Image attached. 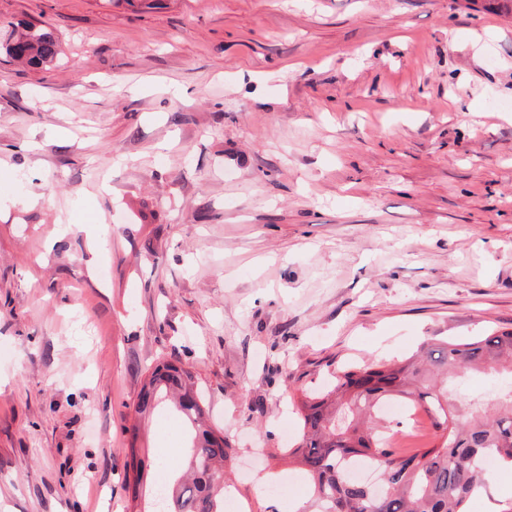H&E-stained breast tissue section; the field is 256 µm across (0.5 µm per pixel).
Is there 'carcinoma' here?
I'll use <instances>...</instances> for the list:
<instances>
[{
  "mask_svg": "<svg viewBox=\"0 0 512 512\" xmlns=\"http://www.w3.org/2000/svg\"><path fill=\"white\" fill-rule=\"evenodd\" d=\"M1 55L49 69L59 63L61 43L40 22H11L0 30ZM504 358L512 360V331L448 339L421 347L415 361L337 368L330 402L303 393L297 402L303 435L294 453L311 478L320 512H468L485 484L483 460L512 466V398L506 408L477 416L450 397L446 382L462 369L496 372ZM170 394L188 427L189 451L171 466L163 506L150 512H224V459L232 449L208 423L192 373L174 361L158 363L139 393L136 413L158 412ZM394 400L425 414L430 446L412 453L394 447L393 428L380 417L381 408ZM126 457L125 483L135 509L146 469L135 431ZM356 458L380 472L377 485L348 477L347 465Z\"/></svg>",
  "mask_w": 512,
  "mask_h": 512,
  "instance_id": "cac0c4a2",
  "label": "carcinoma"
}]
</instances>
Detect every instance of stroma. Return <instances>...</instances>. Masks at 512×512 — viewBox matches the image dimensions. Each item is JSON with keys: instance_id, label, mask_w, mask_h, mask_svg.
Segmentation results:
<instances>
[{"instance_id": "obj_1", "label": "stroma", "mask_w": 512, "mask_h": 512, "mask_svg": "<svg viewBox=\"0 0 512 512\" xmlns=\"http://www.w3.org/2000/svg\"><path fill=\"white\" fill-rule=\"evenodd\" d=\"M0 512H124L188 444L135 420L175 357L244 512H309L291 404L341 364L512 330V15L481 0H0ZM485 374L454 384L490 409ZM284 489V497L266 487ZM470 512H512L493 465ZM31 68L49 69L59 63L61 43L42 23L20 21L0 27V56ZM137 428L132 432L131 443L126 448L127 466L125 473V483L128 490L132 493V509L138 508L139 504L135 502L140 498V487L143 485L145 469V461L140 456V448L137 447Z\"/></svg>"}]
</instances>
